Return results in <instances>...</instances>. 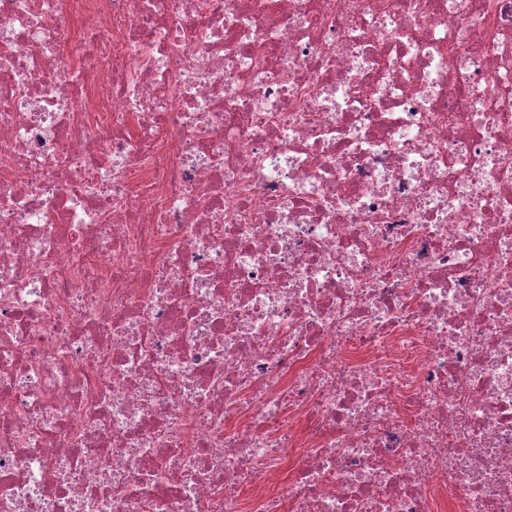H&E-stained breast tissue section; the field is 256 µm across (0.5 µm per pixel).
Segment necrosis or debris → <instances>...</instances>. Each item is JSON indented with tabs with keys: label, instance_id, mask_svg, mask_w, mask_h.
I'll list each match as a JSON object with an SVG mask.
<instances>
[{
	"label": "necrosis or debris",
	"instance_id": "obj_1",
	"mask_svg": "<svg viewBox=\"0 0 512 512\" xmlns=\"http://www.w3.org/2000/svg\"><path fill=\"white\" fill-rule=\"evenodd\" d=\"M0 512H512V0H0Z\"/></svg>",
	"mask_w": 512,
	"mask_h": 512
}]
</instances>
